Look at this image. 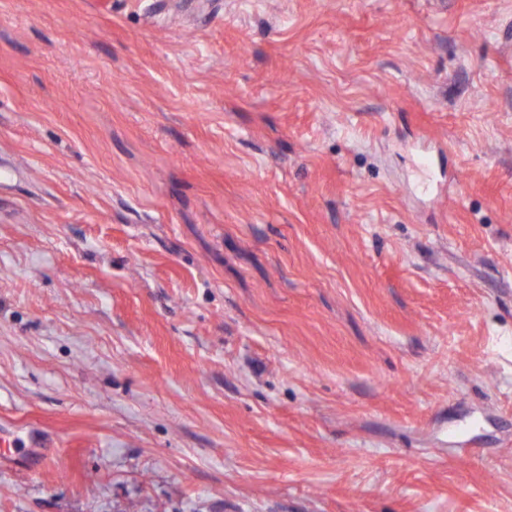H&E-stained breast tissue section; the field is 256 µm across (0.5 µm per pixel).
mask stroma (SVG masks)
Here are the masks:
<instances>
[{
	"instance_id": "35a3bbf8",
	"label": "stroma",
	"mask_w": 512,
	"mask_h": 512,
	"mask_svg": "<svg viewBox=\"0 0 512 512\" xmlns=\"http://www.w3.org/2000/svg\"><path fill=\"white\" fill-rule=\"evenodd\" d=\"M0 512H512V0H0Z\"/></svg>"
}]
</instances>
